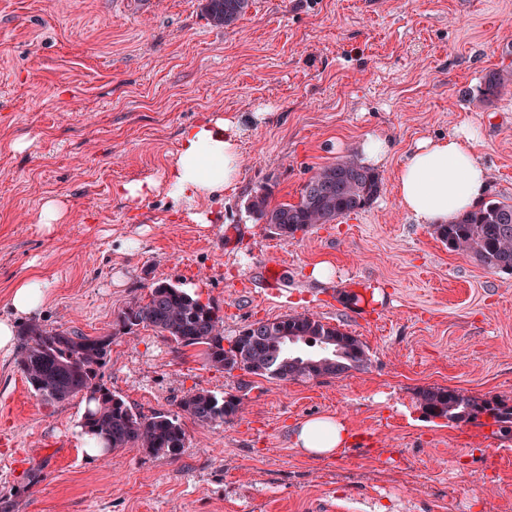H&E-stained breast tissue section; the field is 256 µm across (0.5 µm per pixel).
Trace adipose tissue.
<instances>
[{"label": "adipose tissue", "instance_id": "ef3b65f1", "mask_svg": "<svg viewBox=\"0 0 512 512\" xmlns=\"http://www.w3.org/2000/svg\"><path fill=\"white\" fill-rule=\"evenodd\" d=\"M252 122V115L244 112L201 116L182 128L177 159L162 179L119 184L116 195L142 199L163 186L176 211L201 199L222 196L238 180L242 166L239 145ZM476 139V131L465 128L446 137L420 139L406 155L398 169L396 191L402 209L416 223L431 227L448 223L483 200L490 175L473 152ZM46 288L44 280L33 276L15 286L11 314L0 318V349L13 346L17 323L40 310ZM350 440L347 425L332 417L306 420L295 433L297 448L312 457L336 455Z\"/></svg>", "mask_w": 512, "mask_h": 512}]
</instances>
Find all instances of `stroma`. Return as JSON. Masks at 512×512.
Here are the masks:
<instances>
[{
  "instance_id": "stroma-1",
  "label": "stroma",
  "mask_w": 512,
  "mask_h": 512,
  "mask_svg": "<svg viewBox=\"0 0 512 512\" xmlns=\"http://www.w3.org/2000/svg\"><path fill=\"white\" fill-rule=\"evenodd\" d=\"M112 2L0 0V316L39 276L38 323L98 336L163 281L218 306L225 337L309 312L369 362L283 383L211 368L149 327L115 336L105 381L135 411L178 412L191 389L244 409L222 425L184 418L176 458L95 457L84 402L45 403L0 350V498L13 512H512V433L484 415L429 418L419 401L439 386L512 406V275L449 251L395 192L418 139L467 125L488 199L512 203V90L474 104L485 75L512 65V0H251L231 29L201 0ZM210 112L266 115L242 138L232 190L177 214L162 192L114 196L161 179L183 126ZM376 132L391 152L365 209L294 240L249 213L263 188L297 202L312 172ZM50 200L63 217L47 232ZM319 263L330 282L311 278ZM322 414L353 439L304 457L294 432Z\"/></svg>"
}]
</instances>
